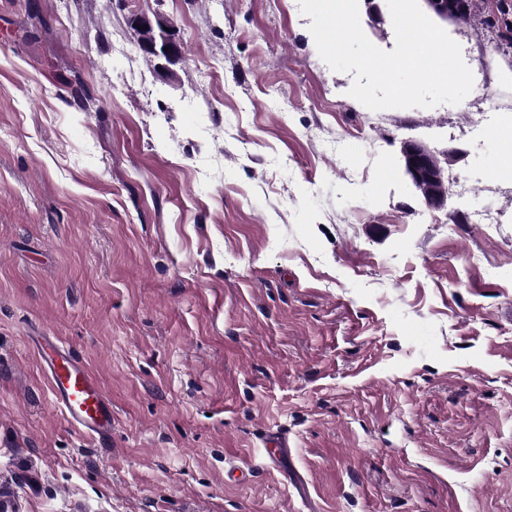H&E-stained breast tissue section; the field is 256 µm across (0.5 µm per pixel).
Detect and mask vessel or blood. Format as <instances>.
Here are the masks:
<instances>
[{
	"label": "vessel or blood",
	"mask_w": 512,
	"mask_h": 512,
	"mask_svg": "<svg viewBox=\"0 0 512 512\" xmlns=\"http://www.w3.org/2000/svg\"><path fill=\"white\" fill-rule=\"evenodd\" d=\"M35 352L47 374L50 392L67 419L84 434L107 442L112 405L94 373L75 361L56 337H41Z\"/></svg>",
	"instance_id": "1"
}]
</instances>
